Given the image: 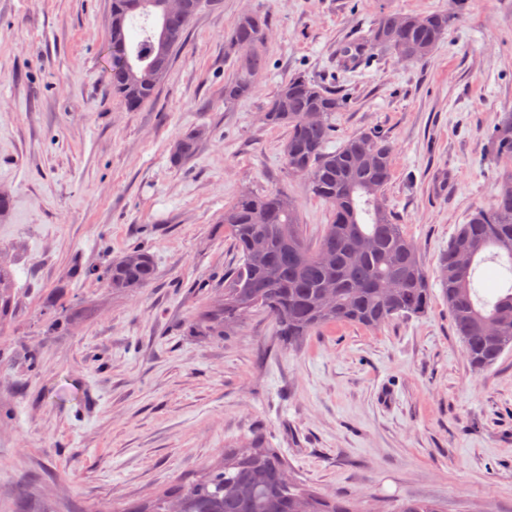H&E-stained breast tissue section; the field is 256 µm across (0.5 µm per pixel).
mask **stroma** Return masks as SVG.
Returning a JSON list of instances; mask_svg holds the SVG:
<instances>
[{
	"label": "stroma",
	"mask_w": 512,
	"mask_h": 512,
	"mask_svg": "<svg viewBox=\"0 0 512 512\" xmlns=\"http://www.w3.org/2000/svg\"><path fill=\"white\" fill-rule=\"evenodd\" d=\"M457 20L432 52L345 68L341 46L380 12ZM266 16L268 69L224 104L225 43ZM110 0H0V246L17 250L14 326L0 330V512L25 498L117 506L193 477L262 433L294 476L363 512L407 499L445 512H512V351L477 371L453 329L439 262L500 192L488 135L512 109V0H217L190 22L154 98L136 109L106 79ZM301 73L345 104L327 144L384 135L385 198L431 282L427 311L370 329L325 325L287 349L253 313L238 335H191L195 308L237 264L224 211L245 192L293 197L309 241L325 202L282 163L263 111ZM205 129L185 165L175 141ZM153 254L138 295L106 292L76 265ZM99 304L62 333L58 308Z\"/></svg>",
	"instance_id": "1"
}]
</instances>
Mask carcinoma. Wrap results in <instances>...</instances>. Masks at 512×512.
Returning <instances> with one entry per match:
<instances>
[{
    "mask_svg": "<svg viewBox=\"0 0 512 512\" xmlns=\"http://www.w3.org/2000/svg\"><path fill=\"white\" fill-rule=\"evenodd\" d=\"M183 12H161L155 0H112V44L106 77L112 93L136 109L151 100L180 49L187 27L203 0H187ZM454 16L444 12L402 16L380 14L369 34L339 50L343 66L370 58L380 49L424 59L444 38ZM267 20L242 14L232 27L228 51L234 73L224 81V104L233 105L255 90L267 66ZM344 105L336 90L302 74L279 85L263 120L287 129L283 164L288 175L306 180L309 190L330 208V221L318 243L310 244L295 201L284 192L243 193L224 210V232L232 239L239 264L199 306L190 321L200 336H233L252 310L275 325L293 345L336 321L379 328L399 316L425 313L431 296L428 276L413 242L386 203L393 149L382 135L352 137L326 151L332 118ZM317 119H309L310 115ZM204 136L190 129L173 146L170 161L179 167L195 153ZM490 149L502 164L501 191L490 208L474 211L448 244L438 280L471 367L494 365L512 350V287L492 301L476 297L473 265L496 247L501 266L512 274V113L490 135ZM11 248L0 247V329L13 323L18 291ZM157 277L154 258L132 248L110 261L101 273L115 294H133ZM394 284L386 294L385 283ZM97 312L93 303L70 309L81 323ZM288 464L256 433L242 448H226L197 476L176 481L153 496L97 512H356L355 502L322 495L286 476ZM17 512H62L49 502L23 500ZM394 512H441L435 503L406 501Z\"/></svg>",
    "mask_w": 512,
    "mask_h": 512,
    "instance_id": "carcinoma-1",
    "label": "carcinoma"
}]
</instances>
